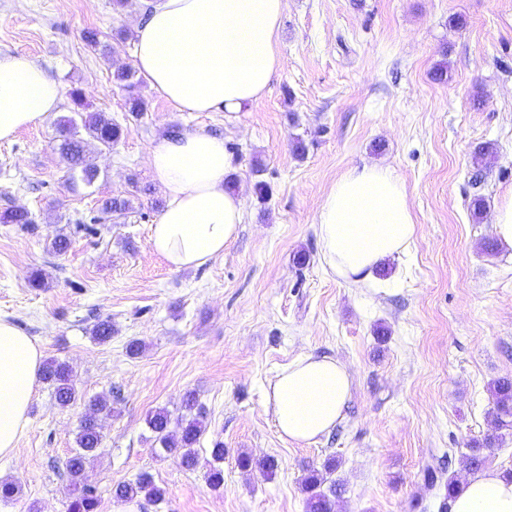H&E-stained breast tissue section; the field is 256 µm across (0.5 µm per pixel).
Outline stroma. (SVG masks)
<instances>
[{"instance_id":"obj_1","label":"stroma","mask_w":512,"mask_h":512,"mask_svg":"<svg viewBox=\"0 0 512 512\" xmlns=\"http://www.w3.org/2000/svg\"><path fill=\"white\" fill-rule=\"evenodd\" d=\"M143 16L140 0H0V53L29 54L66 92L82 89L87 111L128 128L112 149L89 142L100 170L91 186L66 180L58 151V122L76 110L68 95L0 142V213L23 208L35 220L0 223V318L68 362L83 395L61 408L37 382L20 452L0 457V480L20 486L0 512H66L65 461L92 396L114 408L85 470L99 512L143 472L163 495L140 500V512H306L304 478L330 457L343 486L335 512H438L445 490L429 488L424 469L488 438L487 468L512 472V428L498 427L490 392L512 379V247L483 250L512 193V0H286L280 69L261 99L231 115L180 112L142 79L147 110L135 121L112 74L133 64ZM173 129L223 136L244 200L237 238L197 270H171L151 251L165 198L148 148ZM487 143L497 152L488 164L476 155ZM366 163L396 173L418 228L409 255L387 261L370 288L325 268L317 235L323 197ZM116 196L131 199L128 213L77 230ZM59 234L71 239L60 255L49 249ZM103 319L112 338L99 344L91 329ZM133 339L145 344L135 358ZM304 354L336 358L352 377L343 420L310 444L280 437L267 408L275 376ZM188 392L206 415L200 458L224 444L218 488L205 466L163 451L146 423L158 408L180 418ZM243 453L255 468L239 467ZM269 457L271 475L258 466Z\"/></svg>"}]
</instances>
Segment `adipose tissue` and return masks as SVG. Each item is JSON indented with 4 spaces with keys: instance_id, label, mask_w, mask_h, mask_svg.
Here are the masks:
<instances>
[{
    "instance_id": "ef3b65f1",
    "label": "adipose tissue",
    "mask_w": 512,
    "mask_h": 512,
    "mask_svg": "<svg viewBox=\"0 0 512 512\" xmlns=\"http://www.w3.org/2000/svg\"><path fill=\"white\" fill-rule=\"evenodd\" d=\"M285 0H150L133 27L134 64L149 86L182 112L240 111L264 96L279 69L276 38ZM59 82L25 53L0 54V141L57 111ZM149 168L166 197L150 231L151 249L171 269L200 268L238 234L243 199L226 188L232 155L222 137L191 131L155 139ZM317 234L323 264L345 282L367 284L405 255L417 226L403 184L384 166L345 173L323 198ZM43 354L14 323L0 319V456L19 450ZM346 366L305 354L270 385L281 437L311 443L343 418ZM451 512H512V478L468 475Z\"/></svg>"
}]
</instances>
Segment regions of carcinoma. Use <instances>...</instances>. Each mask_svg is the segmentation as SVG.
<instances>
[{"label":"carcinoma","mask_w":512,"mask_h":512,"mask_svg":"<svg viewBox=\"0 0 512 512\" xmlns=\"http://www.w3.org/2000/svg\"><path fill=\"white\" fill-rule=\"evenodd\" d=\"M114 79L129 93L128 112L138 118L146 112L145 102L141 97L134 95L136 82L133 81L134 72L123 64L115 65ZM61 129V143L59 151L67 164L70 178L80 174L81 179L91 184L99 176L98 169L89 162L84 151L83 136L97 142L104 148H112L125 134V128L118 122L108 118L105 114L95 112L87 115L81 121L67 116L59 121ZM131 202L128 199L107 198L100 207L101 216L112 219V216H122L129 210ZM0 222L4 224H19L29 227L34 223L31 213L25 209H10L0 215ZM42 380L52 388V395L56 404L65 408L74 403L78 391L72 379V371L68 364L56 359L44 362L41 370ZM491 393L493 396L496 419L499 424L507 426L512 424V379L502 378L494 382ZM184 408L191 413V418L172 421L165 410H156L151 413L146 423L155 435V440L166 452H176L180 455L181 463L188 469L199 465L197 444L204 431L203 412L197 408L196 398L188 392L183 397ZM90 414L81 422L76 445L72 454L67 458L66 470L72 478L73 492L69 498L67 512H98L100 505L95 490L82 482L85 465L88 458L100 448L103 437L96 415L112 413V402L103 396L89 400ZM492 442H475L470 446L469 453L464 456V466L470 470H477L484 465V450L491 447ZM211 461L206 472L209 483L218 487L224 482V471L219 463L224 461V443L217 441L210 448ZM324 477L313 470L305 478L304 486L307 493V512H334L336 495L342 491V485L333 483L328 490L321 489ZM118 498H133L144 496L157 501L162 497L161 490L154 484L152 476L144 472L133 483L118 485L114 490Z\"/></svg>","instance_id":"1"}]
</instances>
